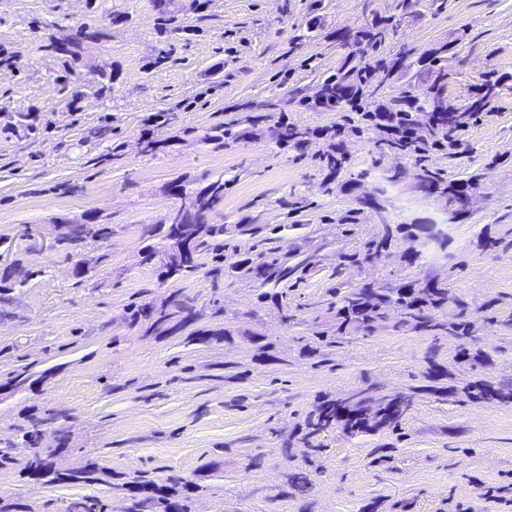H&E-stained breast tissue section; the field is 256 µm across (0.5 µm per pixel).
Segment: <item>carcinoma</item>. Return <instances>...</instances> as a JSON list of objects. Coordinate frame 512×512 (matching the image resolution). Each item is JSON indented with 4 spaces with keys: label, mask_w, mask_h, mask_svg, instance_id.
<instances>
[{
    "label": "carcinoma",
    "mask_w": 512,
    "mask_h": 512,
    "mask_svg": "<svg viewBox=\"0 0 512 512\" xmlns=\"http://www.w3.org/2000/svg\"><path fill=\"white\" fill-rule=\"evenodd\" d=\"M391 34L390 23L378 21L368 30H359V43L368 49H379ZM390 76V69L383 60L374 63L361 61L354 65H341L336 74L330 76L323 83L328 92L323 106L326 108L349 106L363 112L364 99L370 95V88L375 84H383ZM448 73L439 68L433 83L423 91L424 102H437L433 113L436 114L435 126L431 127L429 136L437 133L444 134L467 125V116L481 112L489 104V100L496 97L500 82L484 79L471 86V94L467 105L456 107L441 101V96L447 88ZM421 185L430 194L443 196L451 206L449 220L457 219L463 213L468 191L477 186L471 178L453 182H446L437 171H424ZM195 200V207L188 211L184 224L192 231L198 233V246L194 260L190 263L176 261L171 265L162 264V276L172 277L188 276L196 273L200 263L201 254L211 246V242L223 231L221 225L212 224L210 220L224 208V180L218 178L205 187L190 194ZM414 224H399L396 228L386 227L385 234L378 241H372L367 251H378L389 242L393 233L403 235L405 238L414 236ZM112 238V227L109 224H68L66 231L59 236L58 243L71 245L86 240L107 242ZM175 248L171 230H166L160 242L149 246L144 253V262L151 263L157 258L167 254V250ZM293 268L286 265L280 258L271 254L259 262L246 267L244 275L262 286L278 284L287 279ZM452 299L448 289L433 282L415 283L413 281L398 288H383L374 283H366L343 292L336 302V334L343 335L359 330L376 329L383 327L385 315L394 309L398 312V321L393 324L395 328H405L412 331H430L438 327L435 316L448 307V300ZM187 309L181 295L174 293L169 300L160 307H143L133 312V320L144 321L155 330H164L177 315ZM445 376L444 369L435 363L430 364L426 378L432 385L426 390L437 392L443 396L457 397L463 393L469 398H484L499 402L512 401V391L505 392L493 386L488 381H475L458 389L453 386L438 388L434 383ZM49 371L42 372L38 378L31 379V374L23 371L11 378L9 385L13 389H21L25 385H34L45 382ZM392 403H387L380 411L379 422L369 424L363 418V409L355 403L343 404L342 400H324L316 406L309 416L306 427L307 436L312 437L329 428H337L344 434L354 437L374 434L385 430H395L403 420V416L390 411ZM44 420L32 419L30 426L24 431V441L30 447V455L25 466L20 470V476L36 484H88L97 480L99 467L89 461L71 470L60 471L53 467L51 459L61 452L67 440L62 431H55L58 447L44 448L39 441L44 434L42 426ZM196 484L182 478H171L166 483L156 482H126L119 487L125 498L131 502L128 512H188L190 496L187 491L195 490Z\"/></svg>",
    "instance_id": "carcinoma-1"
}]
</instances>
